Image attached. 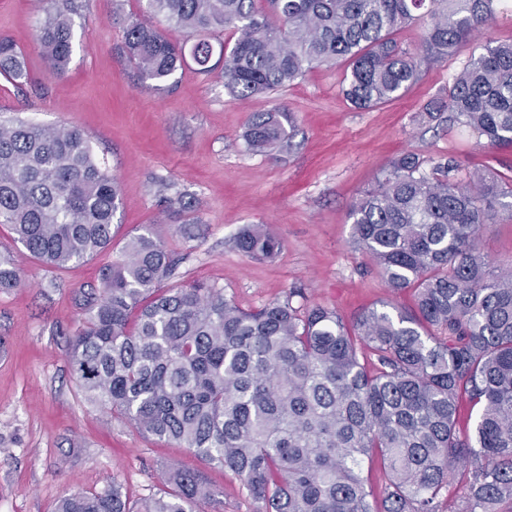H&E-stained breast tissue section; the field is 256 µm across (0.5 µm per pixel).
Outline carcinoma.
Instances as JSON below:
<instances>
[{
    "label": "carcinoma",
    "instance_id": "1",
    "mask_svg": "<svg viewBox=\"0 0 512 512\" xmlns=\"http://www.w3.org/2000/svg\"><path fill=\"white\" fill-rule=\"evenodd\" d=\"M165 28L133 21L125 49L143 79L167 82L192 59L210 74V35L224 88L246 100L302 77L315 65L349 62L344 95L358 109L401 97L423 68L442 63L495 17L498 0H146ZM75 0H44L35 42L61 77L73 47ZM426 15L421 50L394 31ZM0 75L21 86V51L0 38ZM451 113L484 145L512 146V43L489 44L426 106ZM286 112L253 114L250 151L288 145ZM120 187L76 125L0 121V224L52 268L94 258L118 232ZM183 197L168 218L184 234ZM512 220V182L493 170L462 173L450 159L407 152L351 206L353 242L380 269L391 295L350 325L322 305H294L292 292L240 309L208 284L163 288L175 259L151 231L128 239L103 267L70 342L69 361L86 399L139 432L176 442L228 469L260 512H445L453 486L463 512L512 507V267L483 253L480 230ZM235 247L273 259L281 242L247 225ZM0 260V290L21 284ZM480 406L471 436L456 429L457 404ZM378 458L388 485L383 508L362 477ZM172 490L131 509L121 492L77 493L56 512H195L212 492L197 473L172 468Z\"/></svg>",
    "mask_w": 512,
    "mask_h": 512
}]
</instances>
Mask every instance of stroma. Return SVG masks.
<instances>
[{
  "mask_svg": "<svg viewBox=\"0 0 512 512\" xmlns=\"http://www.w3.org/2000/svg\"><path fill=\"white\" fill-rule=\"evenodd\" d=\"M77 2L71 60L58 77L35 46L38 0H0V37L16 44L29 71L21 86L0 76V119L80 127L121 188L111 249L62 270L43 266L0 224V254L14 259L24 279L0 291V512H54L65 496L115 485L134 505L169 490L173 467L202 475L213 490L202 512H259L232 472L144 436L85 400L67 351L101 266L120 257L129 236L149 230L180 258L172 285L202 281L246 309L289 297L352 322L389 297L375 266L352 244L350 209L392 160L412 151L454 159L465 170L512 174V147L479 145L449 113L423 114L486 42H512V13L498 12L399 99L361 110L342 94L343 61L244 101L218 74L191 66L155 86L124 51L126 26L144 19L146 0ZM276 108L293 117L287 147L248 151V118ZM165 184L190 203L193 236L165 221ZM248 224L268 225L280 240L274 260L235 248Z\"/></svg>",
  "mask_w": 512,
  "mask_h": 512,
  "instance_id": "obj_1",
  "label": "stroma"
}]
</instances>
